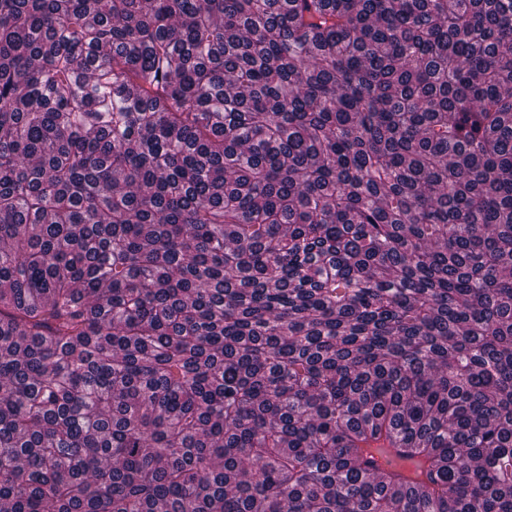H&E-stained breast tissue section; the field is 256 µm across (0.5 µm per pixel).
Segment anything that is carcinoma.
Instances as JSON below:
<instances>
[{
    "instance_id": "carcinoma-1",
    "label": "carcinoma",
    "mask_w": 512,
    "mask_h": 512,
    "mask_svg": "<svg viewBox=\"0 0 512 512\" xmlns=\"http://www.w3.org/2000/svg\"><path fill=\"white\" fill-rule=\"evenodd\" d=\"M0 512H512V0H0Z\"/></svg>"
}]
</instances>
